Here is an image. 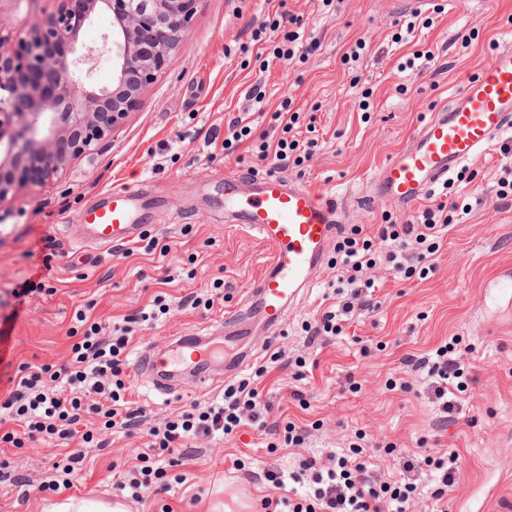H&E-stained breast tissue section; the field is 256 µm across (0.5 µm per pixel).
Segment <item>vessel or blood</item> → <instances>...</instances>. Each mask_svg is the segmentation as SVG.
<instances>
[{"label":"vessel or blood","mask_w":512,"mask_h":512,"mask_svg":"<svg viewBox=\"0 0 512 512\" xmlns=\"http://www.w3.org/2000/svg\"><path fill=\"white\" fill-rule=\"evenodd\" d=\"M440 3L396 0L394 12L426 15ZM511 129L512 47H505L464 84L448 107L430 113L407 145L380 165L359 209L368 210L379 201L412 212ZM222 191L226 223L253 231L272 248L235 317L225 323L224 336L238 340L242 325L255 322L277 335L291 306L315 287L318 270L346 228L348 212L336 195L276 172L256 177L225 174ZM141 197V188H115L104 203L84 209L79 221L90 229L92 242L102 248L137 243L149 229ZM217 355L211 337L189 333L171 337L163 348L139 352L135 365L140 378L166 395L172 380L185 372L198 389L209 388Z\"/></svg>","instance_id":"b4317fda"}]
</instances>
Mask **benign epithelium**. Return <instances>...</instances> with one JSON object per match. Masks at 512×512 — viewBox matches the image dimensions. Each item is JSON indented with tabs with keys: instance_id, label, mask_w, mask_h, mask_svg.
<instances>
[{
	"instance_id": "benign-epithelium-1",
	"label": "benign epithelium",
	"mask_w": 512,
	"mask_h": 512,
	"mask_svg": "<svg viewBox=\"0 0 512 512\" xmlns=\"http://www.w3.org/2000/svg\"><path fill=\"white\" fill-rule=\"evenodd\" d=\"M195 3L61 0L32 25L21 51L0 36V200L31 176L64 172L112 136L188 35ZM101 10L112 12V33L85 46L83 29ZM104 53L112 85L99 87L93 72Z\"/></svg>"
}]
</instances>
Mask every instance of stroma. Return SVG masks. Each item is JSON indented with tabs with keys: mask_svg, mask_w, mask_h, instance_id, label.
<instances>
[{
	"mask_svg": "<svg viewBox=\"0 0 512 512\" xmlns=\"http://www.w3.org/2000/svg\"><path fill=\"white\" fill-rule=\"evenodd\" d=\"M59 0H0V33L26 38ZM286 9L301 21L305 60L256 61L250 22ZM429 28L406 31L389 0H197L193 27L171 61L145 88L112 137L66 173L15 185L0 200V397L25 364L55 367L71 359L68 337L85 311L107 330L130 326L124 367L130 407L144 408V428L180 418L194 402L222 396L226 386L263 370L259 389L270 420L305 427L298 448L255 425L223 438L194 442L191 459L165 464L162 480L133 501L124 482L140 470L142 430H102L82 449L71 495L129 502V512H208L214 494L235 495L259 512L268 493L266 470L291 473L304 459L318 464L361 444L367 473L399 482L414 455L447 448L459 455L441 500L434 481L419 475L411 512H512V294L499 293L497 270L512 268V197L497 194L512 169V139L496 138L433 192L455 204L451 223L426 278L367 271L372 310L350 316L339 336L308 335L305 326L339 304L338 268L328 256L308 300L292 307L279 336L253 328L240 346L251 360L221 385L196 391L190 378L158 396L141 384L136 352L165 346L169 337L214 331L234 313L271 256L269 245L224 221L225 171L257 173L268 162L225 155L229 121L256 113L259 130L278 135L272 113L290 107L314 120L319 143L312 160L285 176L329 192L360 187L399 150L425 118L447 105L499 47L512 45V0H457L430 14ZM359 60H350L352 48ZM260 87L264 100L250 93ZM141 185L150 236L179 256L166 267L139 246L107 250L76 245L65 233L78 214L112 187ZM38 292L18 304L26 284ZM170 310L160 321L140 313L155 296ZM455 342L465 392L442 412L435 386L416 361ZM66 447L29 441L6 449L16 475L53 479Z\"/></svg>",
	"mask_w": 512,
	"mask_h": 512,
	"instance_id": "stroma-1",
	"label": "stroma"
}]
</instances>
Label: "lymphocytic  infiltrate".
<instances>
[{
    "mask_svg": "<svg viewBox=\"0 0 512 512\" xmlns=\"http://www.w3.org/2000/svg\"><path fill=\"white\" fill-rule=\"evenodd\" d=\"M289 21V15L284 14L261 22L251 32L253 41L273 44L277 59H293L294 46L301 35L289 29ZM274 118L281 127V134L276 138L257 132L251 113H239L229 124L224 152L233 153L251 139L259 160L271 161L273 168L299 166L310 160L318 145L313 137L315 125H307L311 137L302 142L295 132L297 116L278 112ZM445 209V203L441 202L426 207L417 220L378 225L372 238L365 236L358 226L350 236L337 242L336 252L350 299L342 304L340 311L323 312L312 327V334L341 335L343 315L351 313L357 305L369 308V301L361 297L364 271L385 264L408 279L426 276L425 263L438 251L439 241L448 231ZM76 319L83 323L84 330L71 345L68 364L57 368L28 364L15 374L12 390L0 401V444L19 448L25 439L40 436L81 445L92 443V430L80 428L89 411L101 417L109 430L117 428L129 433L139 427L137 413L127 410L121 398L128 336L105 338L102 326L89 321L82 311L77 312ZM92 395L98 396L99 401L90 406L86 399ZM271 409L270 403L262 401L256 384L246 378L225 389L222 400L195 403L192 412L183 414L181 419L149 428L140 475L129 482L133 500H140L141 489L150 488L153 478L164 473L163 468L151 466L152 452H170L187 447L192 440L232 434L246 423L260 421ZM265 477L276 493L262 499L264 512H409L414 491L409 484L376 483L367 476L364 463L344 456L337 457L332 469L319 468L311 459L291 475L269 471ZM290 481L308 483L309 493L294 501L283 496L282 491Z\"/></svg>",
    "mask_w": 512,
    "mask_h": 512,
    "instance_id": "lymphocytic-infiltrate-1",
    "label": "lymphocytic infiltrate"
}]
</instances>
